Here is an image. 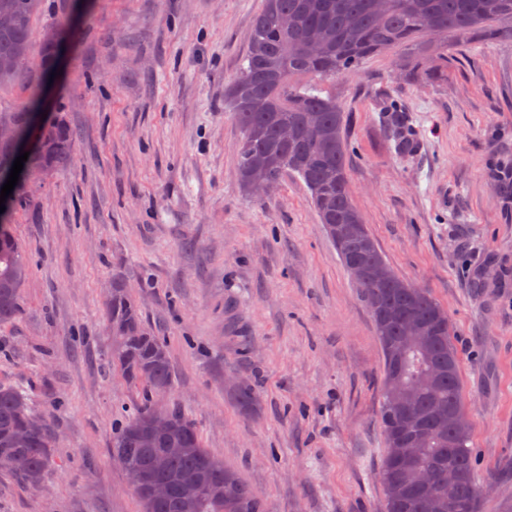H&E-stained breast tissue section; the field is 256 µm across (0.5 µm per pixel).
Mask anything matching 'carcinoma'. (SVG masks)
Returning a JSON list of instances; mask_svg holds the SVG:
<instances>
[{"mask_svg": "<svg viewBox=\"0 0 512 512\" xmlns=\"http://www.w3.org/2000/svg\"><path fill=\"white\" fill-rule=\"evenodd\" d=\"M43 2L0 0V86L30 69L36 52L52 56L68 34L57 21L34 36L32 19L43 10ZM377 2L265 0L253 21L244 64L224 89V101L241 130L239 183L250 195L259 184L297 174L342 264L355 260L369 270L354 283L372 317L384 361L379 480L385 512H480L468 446L471 419L448 313L426 290L411 287L395 273L355 206L342 108L294 79L352 77L364 59L422 38L443 57L448 46L476 33L512 39V0H384L382 10ZM286 15L293 16L294 24L283 27L280 19ZM390 124L398 151L410 152L413 141L401 116L393 115ZM3 125L20 140H38L23 169L48 172L72 162L76 133L65 122L47 119L34 133L25 113L0 112ZM283 126L292 130L286 141L279 136ZM14 161L10 148L0 146V187ZM30 193L31 185L19 178L5 206H28ZM28 275L26 257L0 218V324L16 318ZM104 320L112 339V370L139 393L135 412L112 435V452L122 459L127 482L142 478L167 488L163 500L140 498L144 512H265L261 498L203 447L196 426L179 411L171 410L173 423L166 434L147 439L153 399L157 391L171 389L173 369L165 341L146 327L139 301L121 277L112 278V301L105 304ZM411 325L427 337L425 344L409 342ZM400 383L414 391L405 411L391 400ZM31 413L25 394L0 384V471L17 475L27 485L50 475L54 457L47 432L24 436ZM165 448L182 452L169 457ZM450 465L460 475L451 493ZM413 466L430 472L428 485L412 482Z\"/></svg>", "mask_w": 512, "mask_h": 512, "instance_id": "obj_1", "label": "carcinoma"}]
</instances>
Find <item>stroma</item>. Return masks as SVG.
Masks as SVG:
<instances>
[{
	"label": "stroma",
	"instance_id": "obj_1",
	"mask_svg": "<svg viewBox=\"0 0 512 512\" xmlns=\"http://www.w3.org/2000/svg\"><path fill=\"white\" fill-rule=\"evenodd\" d=\"M265 0H46L65 17L41 113L77 132L75 158L5 217L30 273L0 324V384L54 442L47 489L0 473V512H142L112 461L137 392L114 375L101 308L125 277L163 336V397L268 512H384L383 358L371 316L311 204L286 176L237 178L224 88ZM344 108L353 200L392 269L447 311L483 512H512V40L475 35L365 59L317 81ZM400 112L415 142L393 147ZM259 403L242 413L234 391Z\"/></svg>",
	"mask_w": 512,
	"mask_h": 512
}]
</instances>
